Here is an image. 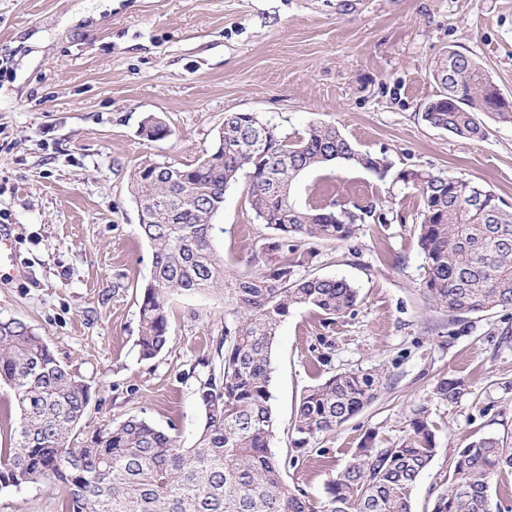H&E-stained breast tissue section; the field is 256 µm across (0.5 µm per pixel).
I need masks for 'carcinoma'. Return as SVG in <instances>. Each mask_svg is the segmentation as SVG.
Listing matches in <instances>:
<instances>
[{
  "instance_id": "1",
  "label": "carcinoma",
  "mask_w": 512,
  "mask_h": 512,
  "mask_svg": "<svg viewBox=\"0 0 512 512\" xmlns=\"http://www.w3.org/2000/svg\"><path fill=\"white\" fill-rule=\"evenodd\" d=\"M441 85L423 120L466 139L485 135L478 114L512 122L494 111L497 91L476 59L454 53L438 59ZM354 162L375 173L383 157L359 152L334 125H309L292 140L251 112L224 114L217 143L196 163H163L130 177V188L156 202L139 218L138 233L152 249L149 278L139 302V353L154 359L169 338L167 299L173 292L224 296L222 371L199 383L204 424L182 448L167 432L130 415L77 442L92 400L91 387L55 356L46 340L20 318L0 319V385L17 402L19 422L0 448V490L27 483L62 485L67 512H412L416 483L438 454L428 406L412 409L411 429L378 447L368 432L349 464L315 502L283 476L288 461L271 449L273 345L290 309L306 306L326 324L352 309L359 291L345 279L301 273L316 257L302 241L353 239L364 217L302 207L291 199L296 178L332 162ZM245 176L250 205L271 229L260 272L241 277L224 267L214 245V216L227 187ZM421 197L419 247L426 263L422 288L455 319L512 308V214L495 194L474 195L470 182L451 175L408 171ZM382 375L349 370L306 388L293 418L294 461L311 452L315 437L336 430L375 398ZM462 381L441 379L435 395L448 403ZM512 471V446L494 436L457 449L453 473L431 512H489L493 480Z\"/></svg>"
}]
</instances>
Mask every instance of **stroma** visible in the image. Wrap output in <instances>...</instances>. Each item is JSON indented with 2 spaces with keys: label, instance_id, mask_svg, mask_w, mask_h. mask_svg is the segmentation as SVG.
Returning a JSON list of instances; mask_svg holds the SVG:
<instances>
[{
  "label": "stroma",
  "instance_id": "obj_1",
  "mask_svg": "<svg viewBox=\"0 0 512 512\" xmlns=\"http://www.w3.org/2000/svg\"><path fill=\"white\" fill-rule=\"evenodd\" d=\"M451 51L477 59L512 101V0H0V318L27 321L88 383L82 438L138 415L191 446L203 424L197 379L219 369L224 300L168 298L169 341L144 360L139 287L152 250L138 234L129 175L142 161L190 164L210 152L228 112H253L289 137L336 125L364 153L386 156L377 174L334 162L303 172L292 198L359 213L347 242H314L311 275L343 278L358 304L325 325L293 309L273 346V451L293 454L289 431L301 392L331 375L379 371L372 403L309 456L289 485L313 500L345 468L367 431L398 442L426 404L439 453L420 477L414 512H428L454 449L482 436L512 440V309L452 321L425 295L420 200L406 170L484 185L512 212V123L490 115L480 139L430 127L440 92L431 75ZM170 136L141 135L146 117ZM216 249L237 274L258 273L252 253L271 231L245 181L224 193ZM464 383L454 403L441 378ZM59 486L0 491V512H65Z\"/></svg>",
  "mask_w": 512,
  "mask_h": 512
}]
</instances>
